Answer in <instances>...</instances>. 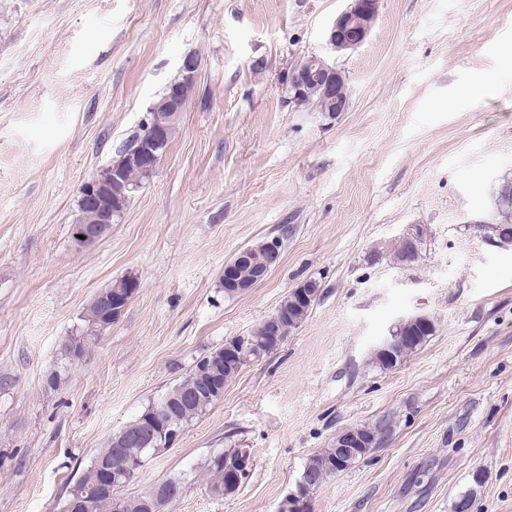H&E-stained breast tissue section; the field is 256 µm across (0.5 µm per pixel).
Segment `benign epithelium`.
Returning <instances> with one entry per match:
<instances>
[{
    "label": "benign epithelium",
    "instance_id": "1",
    "mask_svg": "<svg viewBox=\"0 0 512 512\" xmlns=\"http://www.w3.org/2000/svg\"><path fill=\"white\" fill-rule=\"evenodd\" d=\"M379 0H352L349 8L339 13L327 30V44L334 53L355 50L369 37L378 18ZM200 60L195 55L187 56L180 66L182 80L172 86L170 92L155 105V115L151 119V128L136 147L122 152L116 163L107 166L92 175L80 188L83 204V216L76 226L75 234L83 236L82 245L92 244L101 239L110 229L116 211L112 204L111 185L124 189V175L129 169H138L147 175L153 174L168 148L169 134L177 123L181 112L187 105L186 94L194 85ZM313 80L321 89L329 105L336 106L334 112H345L349 108L350 97L347 93V78L336 66L324 58L309 56L289 73L287 78L288 99L296 104L303 99L305 84ZM139 288L135 278L125 281L122 288H113L107 298V310L86 329L81 342L75 347L73 356H84L89 337L100 332L119 319L130 300ZM402 343L399 336H385L376 346L375 352L385 361L394 358L395 345ZM181 430L168 422L150 420V427L136 442L156 452L169 448L178 439ZM365 445L364 438L358 435L356 428L344 429L336 439V467L343 471L357 451ZM131 480L128 467L118 464L105 471L104 486L107 489H119ZM279 512H308V496L299 492L288 494Z\"/></svg>",
    "mask_w": 512,
    "mask_h": 512
}]
</instances>
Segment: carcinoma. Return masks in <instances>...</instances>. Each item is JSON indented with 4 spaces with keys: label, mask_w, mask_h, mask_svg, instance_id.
<instances>
[{
    "label": "carcinoma",
    "mask_w": 512,
    "mask_h": 512,
    "mask_svg": "<svg viewBox=\"0 0 512 512\" xmlns=\"http://www.w3.org/2000/svg\"><path fill=\"white\" fill-rule=\"evenodd\" d=\"M299 107L311 108L317 112L323 111L324 101L319 87L309 81L306 84L304 98ZM496 222L483 224L481 229L487 234L488 239L499 245L512 243V180H505L499 184L495 199ZM414 243L399 244L394 248L393 262L400 266H410L419 261L422 254L424 241V228H414ZM288 299V314L290 321L285 323V334H290L297 329L309 316V312L297 310L293 307L291 296ZM396 331L402 336L411 332L420 333L419 341L414 346L401 347L397 353L396 363H401L410 354L420 349L430 336L434 328L421 330L419 325L412 323L401 324ZM244 348L251 352H261L265 355L272 352L278 343L271 340L267 334V326L260 324L246 336L238 337ZM222 400V397L211 394L199 384L197 379L186 375L176 383L166 395L157 403L148 406L139 416L128 422L122 430L130 435H135L146 430L148 417L161 406H166V415L172 417L179 426H185L192 419L206 413L212 406ZM335 452V448H324L312 455L307 461L299 482L312 483L310 491L314 492L322 486L326 480L336 471L329 466V459ZM249 455L243 448H226L212 456L204 463L203 469L211 478L212 491L225 496L224 468L232 465L241 457ZM149 457L145 449L134 444H128L123 448H117L112 440H107L106 445L96 450L90 464L83 470L80 477L73 485V489L83 491L89 498L85 512H114L113 496L103 492V484L99 477V471L110 465L125 463L127 461H144ZM176 496L160 497L155 502L148 501V497H125L122 499L121 512H165V509L177 501Z\"/></svg>",
    "instance_id": "cac0c4a2"
}]
</instances>
